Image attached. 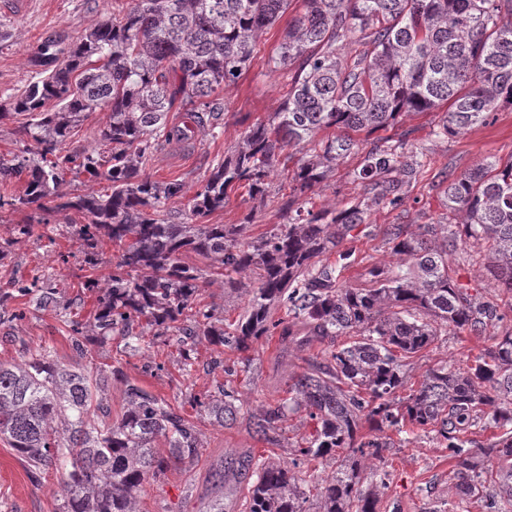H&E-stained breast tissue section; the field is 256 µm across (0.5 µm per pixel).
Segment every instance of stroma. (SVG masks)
I'll return each mask as SVG.
<instances>
[{
  "label": "stroma",
  "mask_w": 512,
  "mask_h": 512,
  "mask_svg": "<svg viewBox=\"0 0 512 512\" xmlns=\"http://www.w3.org/2000/svg\"><path fill=\"white\" fill-rule=\"evenodd\" d=\"M129 0H25L16 8L14 0H0V98L19 93L36 72L33 64L44 43L52 41L69 48L99 21L127 7ZM300 0H293L283 20L262 33L256 50L234 81L220 93L224 105V129L212 135L209 129H197L188 139H160L146 163L147 172L160 181L181 180L185 198H192L210 173L215 160L235 150L248 126L267 120L279 110L288 95L289 71H277L272 59L279 50L289 20L300 12ZM440 112H410L392 127L379 130L382 138L398 139L407 135L410 150L424 153L427 162L401 207H371L365 224L359 225L351 240V266L346 283L363 286L364 273L374 265L393 261L385 231L391 224H434L445 214L443 190L449 178L459 175L480 160L512 158V107L496 112L489 124L474 127L466 134L448 139L435 137L433 129ZM305 154L293 151L284 166L271 175L264 202L249 200L244 186L229 191L223 208L211 212L210 224H242L244 237L253 241L286 223L291 184L289 170L295 169ZM350 157L316 188L312 210L347 207L362 200L364 193L350 174L358 165ZM29 210L0 208V244L10 249L0 256V289L10 290L12 282L40 279L54 289L55 305L24 308L22 299L0 304V361L18 362L42 349L55 359L72 363L77 359L72 332L65 312L75 313L84 327L83 341L96 363L121 367L128 379L164 399L194 421L201 431V455L191 463L171 466L157 479L149 481L140 497L141 512H205L215 497H223L224 512H245L252 477L246 463L259 456L281 461L294 458L301 443L313 433L315 425L305 413L288 416L269 436L254 432L250 412L260 405L284 398L290 375L303 372L317 348L291 351L280 357L276 337L266 336L254 343L248 354L197 344L194 364L184 369L182 347L175 336L155 335L146 330L140 350L126 348L119 339L99 342L93 326L96 295L84 287L86 280L107 276L118 254L117 245L101 239L95 250H88L79 238L81 215L55 214L41 236L14 240L15 225L26 223ZM182 263L201 270L204 277L202 298L215 306L218 317L232 322L243 315L248 297L244 290L254 283L242 277L240 289L226 286L217 276L213 263L192 251L182 253ZM459 283L493 296L496 282L484 256L475 248L459 245L448 257ZM25 309L24 319H13L17 309ZM488 338L464 333L442 337L436 349L411 360L409 374L419 379L428 365L439 361L464 368L488 346ZM235 365L234 375L224 368ZM232 388L244 410L234 425L222 428L210 424L190 398L218 386ZM455 462L443 443L418 434L402 447L389 449L379 465L384 476L377 512H481L461 502L453 489ZM228 470L225 480H217V470ZM57 475L32 474L26 463L6 443L0 441V512H58L54 490Z\"/></svg>",
  "instance_id": "1"
}]
</instances>
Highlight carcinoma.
Segmentation results:
<instances>
[{"instance_id":"cac0c4a2","label":"carcinoma","mask_w":512,"mask_h":512,"mask_svg":"<svg viewBox=\"0 0 512 512\" xmlns=\"http://www.w3.org/2000/svg\"><path fill=\"white\" fill-rule=\"evenodd\" d=\"M291 2L130 0L123 14L87 30L68 50L45 47L53 69L0 103V121L30 117L21 138L40 146L35 157L0 158V180L24 182L19 194L0 196V207L42 212L35 224L15 225L18 239L47 226L52 214L73 211L88 220L78 228L87 245L106 237L122 246L112 273L86 281L97 293L102 342L116 334L134 347L143 338L135 324L143 320L162 335L237 352L276 331L285 351L327 344L323 361L290 377L288 397L250 413L264 436L302 411L315 429L290 462L255 461L249 512H310L312 496L315 512H376L386 432L417 430L445 442L461 499L484 512H509L512 329L496 330L512 316V158L485 159L452 178L444 190L448 222L390 225L398 261L369 268V287L340 284L350 251L338 252L334 264L328 256L365 223L369 207L401 206L425 166L423 154L406 150L408 133L395 142L372 140L373 133L404 112L443 108L433 134L446 138L512 106V0H302L273 59L276 69L298 64L288 98L213 167L187 204L190 220L172 216L166 205L183 197V184L152 179L144 162L162 137L184 139L196 126L222 125L218 90L239 77L256 39ZM98 108L109 112L99 130L109 155L64 152L74 128ZM179 111L192 125H169V113ZM328 129L334 134L315 140ZM291 148L308 159L291 177L288 223L244 243L241 224L201 222L224 207L237 184L248 187L250 199L264 198L279 156ZM355 154L362 161L351 176L367 199L343 209L308 208V194ZM74 171L107 182V192H61ZM461 240L486 249L495 297L454 277L448 254ZM184 251L212 260L229 284L234 274L256 272L242 318L226 325L202 303L203 276L180 262ZM35 287L17 285L0 302ZM33 302L55 303L52 289L39 288ZM279 310L284 316L276 319ZM69 327L83 364H62L48 350L20 363L0 361V441L32 473L61 474L54 490L60 512H139L149 478L198 458L200 429L128 379L126 408L110 419L105 395L123 372L87 358L82 323L71 318ZM450 330L494 343L467 370L438 362L418 388L399 395L406 360ZM193 403L220 427L234 424L243 408L224 387ZM477 430L501 434L479 445L467 437ZM319 459L335 468L317 474L310 464Z\"/></svg>"}]
</instances>
